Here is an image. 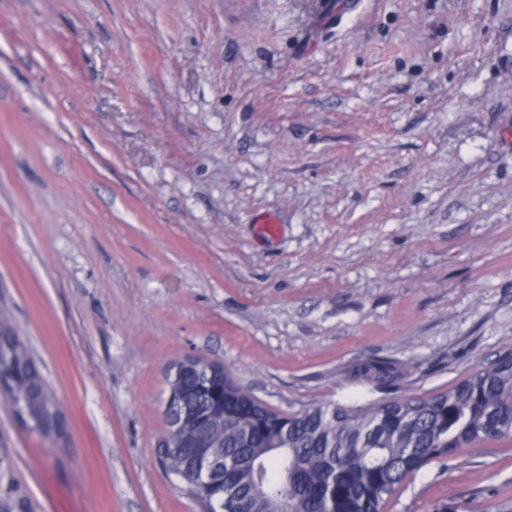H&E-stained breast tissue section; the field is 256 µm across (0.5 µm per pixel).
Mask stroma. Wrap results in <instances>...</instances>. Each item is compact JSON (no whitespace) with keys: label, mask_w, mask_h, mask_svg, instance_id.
Instances as JSON below:
<instances>
[{"label":"stroma","mask_w":512,"mask_h":512,"mask_svg":"<svg viewBox=\"0 0 512 512\" xmlns=\"http://www.w3.org/2000/svg\"><path fill=\"white\" fill-rule=\"evenodd\" d=\"M0 322L68 422L0 401L22 512H202L155 454L186 356L294 414L512 350V0H0ZM384 512H512V441ZM355 378L378 382H391L398 377L396 364L387 359L368 358L352 368Z\"/></svg>","instance_id":"obj_1"}]
</instances>
